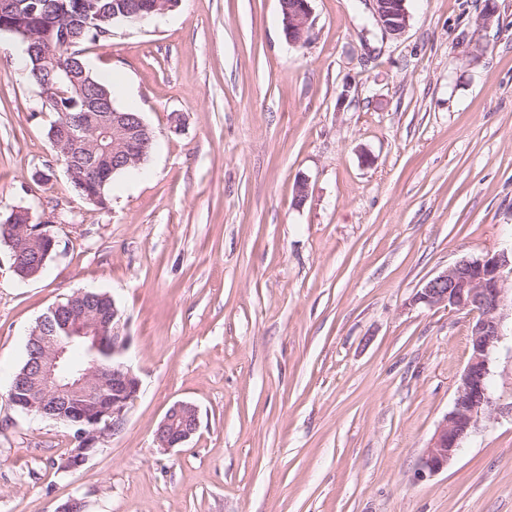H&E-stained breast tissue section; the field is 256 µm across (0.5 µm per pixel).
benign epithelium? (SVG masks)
Listing matches in <instances>:
<instances>
[{
	"mask_svg": "<svg viewBox=\"0 0 512 512\" xmlns=\"http://www.w3.org/2000/svg\"><path fill=\"white\" fill-rule=\"evenodd\" d=\"M373 18L386 34L399 36L408 28L411 13L408 0H370ZM175 0H152L148 7L136 4L126 11V22L142 24L174 8ZM23 0H0V17L15 19L24 27L26 9ZM283 34L288 44H307L313 33L310 0H279ZM85 23L97 28L99 37L108 38L112 30L103 27L109 17L97 7L83 13ZM36 70L47 74V82L39 85L40 94L50 108L61 113L52 124L56 136L53 148L57 159L69 157L63 145L92 150L98 141L112 139V161L139 162L150 148L152 136L142 118H129L106 105L102 97L82 99L78 112H64L59 102L60 92L53 86V76L65 70V64L49 52L39 55L31 49ZM9 224L38 241L41 253L48 255L56 240L34 222L32 212L18 208L12 212ZM512 276V256L503 250L480 257H468L426 280L417 289L414 303L429 308L446 307L476 314L471 327L470 356L462 372L452 408L444 415L421 459L420 476H432L447 468L462 443L475 429L481 415L491 403L490 356L503 336L501 310L512 303L506 288ZM94 294L80 290L65 304L50 307L39 319L38 351L27 363L23 373L10 385L9 395L17 410L27 416H43L50 410L59 411L55 420L66 424L79 423L83 430L73 440L75 447L64 458V466L77 470L98 450L97 444L109 435H117L126 426L129 410L140 392V379L124 358L129 344L126 322L117 306L97 308L88 304ZM70 338H86L97 350L112 345V366L90 362L72 365L67 348L60 345L56 334ZM102 389L112 393L108 403L94 401ZM198 411L186 401L174 402L155 430V442L165 451L186 444L198 431Z\"/></svg>",
	"mask_w": 512,
	"mask_h": 512,
	"instance_id": "benign-epithelium-1",
	"label": "benign epithelium"
}]
</instances>
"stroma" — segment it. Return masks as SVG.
I'll use <instances>...</instances> for the list:
<instances>
[{"instance_id": "1", "label": "stroma", "mask_w": 512, "mask_h": 512, "mask_svg": "<svg viewBox=\"0 0 512 512\" xmlns=\"http://www.w3.org/2000/svg\"><path fill=\"white\" fill-rule=\"evenodd\" d=\"M311 8L303 46L278 0H179L87 46L155 137L104 209L73 191L58 115L0 33V223L28 208L57 240L29 280L0 242V512L73 496L87 512H512V315L491 406L420 480L472 317L412 302L512 248V0H411L397 37L367 0ZM88 287L123 311L141 388L125 429L65 472L71 428L19 414L7 379L38 317ZM177 401L199 430L164 452Z\"/></svg>"}]
</instances>
